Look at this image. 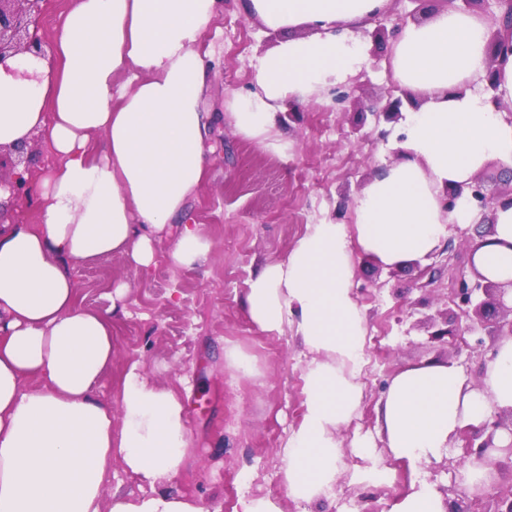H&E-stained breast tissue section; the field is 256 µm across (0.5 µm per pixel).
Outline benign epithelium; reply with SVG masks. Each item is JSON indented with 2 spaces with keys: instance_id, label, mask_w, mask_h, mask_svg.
Instances as JSON below:
<instances>
[{
  "instance_id": "7a95c632",
  "label": "benign epithelium",
  "mask_w": 512,
  "mask_h": 512,
  "mask_svg": "<svg viewBox=\"0 0 512 512\" xmlns=\"http://www.w3.org/2000/svg\"><path fill=\"white\" fill-rule=\"evenodd\" d=\"M489 1L495 2L497 8L504 9L499 22L505 31V34H499L491 41L489 48L487 80L492 85L497 75V66L512 55V0H464L470 6L481 8ZM41 2L0 0V66L5 71H11L8 60L19 54L45 56L37 31L31 29L40 14ZM32 162L27 144H17L7 149L0 146V225L13 222L19 205L38 203L30 181L23 176V173L31 170ZM463 199L475 201L481 211L485 212L494 204L512 205V189L491 192L481 179L476 178L469 184L447 187L440 201L444 211L450 213ZM474 275V283L462 280L458 288L454 289L457 307L466 318L480 325L494 322L496 335L512 337V320H506V316H512V305L504 303V296L512 288V281L493 282L477 271Z\"/></svg>"
}]
</instances>
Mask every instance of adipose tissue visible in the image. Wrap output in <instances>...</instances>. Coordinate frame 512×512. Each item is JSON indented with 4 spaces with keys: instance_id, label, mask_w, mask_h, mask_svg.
<instances>
[{
    "instance_id": "obj_1",
    "label": "adipose tissue",
    "mask_w": 512,
    "mask_h": 512,
    "mask_svg": "<svg viewBox=\"0 0 512 512\" xmlns=\"http://www.w3.org/2000/svg\"><path fill=\"white\" fill-rule=\"evenodd\" d=\"M386 0H248L271 32H287L254 65L256 88L232 95L235 131L287 156L278 110L348 84L369 63L354 26ZM217 0H72L54 59L21 54L0 69V145L46 131L59 159L35 182L39 221L0 225V512H206L199 500L156 490L189 452L178 395L151 384L140 363L124 373L117 405L97 389L112 367V319L81 305L72 274L94 257L141 266L169 226L172 261L190 266L209 244L184 220L204 182L214 121L200 100L210 70L196 45ZM493 23L482 14L437 9L405 25L389 51L396 81L420 99L405 112L385 165L358 195L354 224L308 225L286 258L249 282L248 316L272 336L292 331L310 355L304 413L291 432L283 478L289 497L309 502L336 484L338 429L360 401L366 326L354 295L353 251L395 267L428 256L451 224H476L469 202L445 212L446 187L469 183L491 162L512 168V58L496 87L478 84L489 64ZM130 73L131 90L113 94ZM100 143H93V136ZM489 280H512V206L494 212L472 255ZM512 412V339L503 341L484 385L434 362L391 379L380 406L396 459L417 469L466 426ZM150 484L135 498L104 497L113 461Z\"/></svg>"
}]
</instances>
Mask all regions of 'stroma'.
Returning a JSON list of instances; mask_svg holds the SVG:
<instances>
[{
  "label": "stroma",
  "instance_id": "1",
  "mask_svg": "<svg viewBox=\"0 0 512 512\" xmlns=\"http://www.w3.org/2000/svg\"><path fill=\"white\" fill-rule=\"evenodd\" d=\"M242 3L219 0L197 45L212 57L202 106L219 118L207 140L208 176L185 212L210 244L206 258L187 267L173 264L175 237L164 234L149 266L114 256L74 271L83 304L112 315V371L98 396L116 404L119 378L135 360L150 382L183 395L191 452L165 488L202 499L211 512H234L244 494L277 498L282 512H390L416 475L450 502L462 501L474 493L460 470L480 443L477 428L462 429L444 454L413 471L391 454L378 406L395 375L430 361L453 363L467 383L481 385L501 339L451 303L459 279L473 276L469 258L480 226L449 225L424 260L393 268L353 251L354 294L366 321L362 398L337 433L336 496L329 500L304 505L287 495L283 452L304 410L305 357L292 334L272 337L255 327L244 304L252 274L284 259L307 225L352 224L357 196L384 164L397 160L389 144L401 122L380 111L387 97H404L406 90L386 67L387 52L397 31L425 18L436 0H388L360 31L370 64L350 79L347 102L335 106L325 94L290 106L281 125L290 144L284 158L238 135L224 113L232 93L254 90L255 59L281 39ZM120 283L128 290L118 299ZM445 326L455 335L432 339ZM233 353L248 360V373L234 369ZM357 433L373 437L378 463L394 474L392 485L351 481L359 463L351 448Z\"/></svg>",
  "mask_w": 512,
  "mask_h": 512
}]
</instances>
